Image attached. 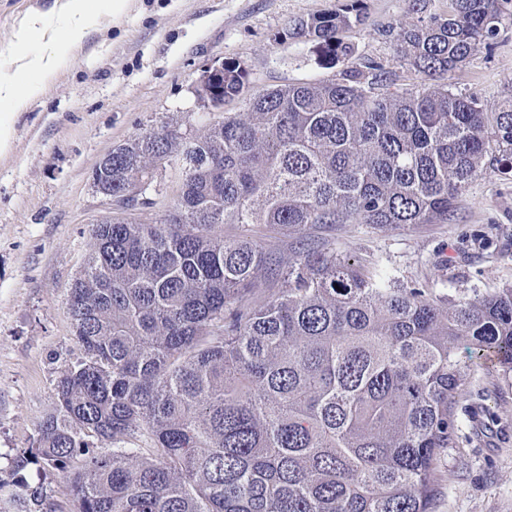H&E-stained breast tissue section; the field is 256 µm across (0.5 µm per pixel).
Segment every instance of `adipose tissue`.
<instances>
[{"instance_id":"ef3b65f1","label":"adipose tissue","mask_w":512,"mask_h":512,"mask_svg":"<svg viewBox=\"0 0 512 512\" xmlns=\"http://www.w3.org/2000/svg\"><path fill=\"white\" fill-rule=\"evenodd\" d=\"M69 49V42L60 41L50 56L29 57L25 68L36 73V80L21 84L10 77L0 80V155L7 154L12 147L17 117L30 101L40 96L45 82L51 79Z\"/></svg>"}]
</instances>
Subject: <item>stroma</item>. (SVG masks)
<instances>
[{
  "label": "stroma",
  "instance_id": "stroma-1",
  "mask_svg": "<svg viewBox=\"0 0 512 512\" xmlns=\"http://www.w3.org/2000/svg\"><path fill=\"white\" fill-rule=\"evenodd\" d=\"M350 0H129L112 15L95 0L96 30L75 41L55 77L15 122L12 151L0 156V512H17L15 461L34 450L62 372L82 358L68 309L71 287L104 212L92 174L113 146L145 128L176 121L201 130L211 120L192 90L213 58L240 63L248 90L332 77L313 43L287 34L293 21L343 11ZM65 0H0V77L16 67L17 31L41 18L26 45L48 52L68 35ZM359 23L339 29L355 58L395 65L391 34L451 0H362ZM454 88L494 105L512 95V22L492 46L448 76ZM338 254L375 259L427 288L456 298L512 287V173L476 178L445 224L380 230L325 229ZM454 408L452 447L436 458L433 512H512V372L466 358ZM25 476L42 486L48 512H74L69 481L45 463Z\"/></svg>",
  "mask_w": 512,
  "mask_h": 512
}]
</instances>
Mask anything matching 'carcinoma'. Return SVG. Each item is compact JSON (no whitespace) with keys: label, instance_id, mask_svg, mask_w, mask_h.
<instances>
[{"label":"carcinoma","instance_id":"1","mask_svg":"<svg viewBox=\"0 0 512 512\" xmlns=\"http://www.w3.org/2000/svg\"><path fill=\"white\" fill-rule=\"evenodd\" d=\"M359 2L291 26L331 78L245 97L248 71L226 61L213 88L240 111L112 147L114 197L154 186L160 159L179 170L178 218L92 225L69 299L85 357L15 462L21 512H43L22 474L35 458L66 474L76 512H430L459 350L512 370V287L450 299L308 230L445 224L489 163L512 172V95L489 107L448 85L512 15L452 0L399 28L398 63L421 76L400 85L336 38ZM277 236L285 257L266 248ZM144 434L152 447L122 446Z\"/></svg>","mask_w":512,"mask_h":512}]
</instances>
